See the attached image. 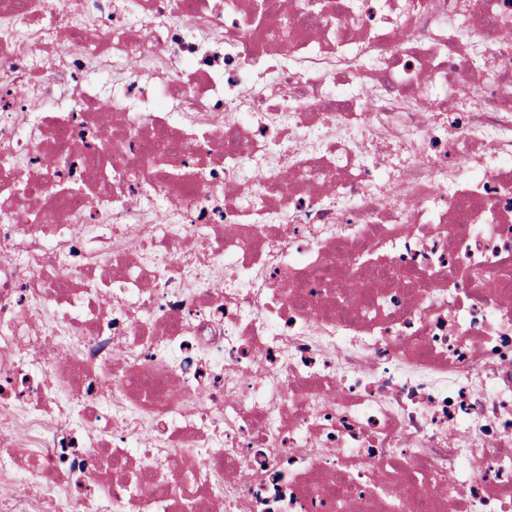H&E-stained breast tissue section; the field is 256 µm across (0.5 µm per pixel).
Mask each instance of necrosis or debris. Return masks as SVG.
I'll list each match as a JSON object with an SVG mask.
<instances>
[{
    "instance_id": "4bbe7bcc",
    "label": "necrosis or debris",
    "mask_w": 512,
    "mask_h": 512,
    "mask_svg": "<svg viewBox=\"0 0 512 512\" xmlns=\"http://www.w3.org/2000/svg\"><path fill=\"white\" fill-rule=\"evenodd\" d=\"M0 470L512 512V0H0Z\"/></svg>"
}]
</instances>
